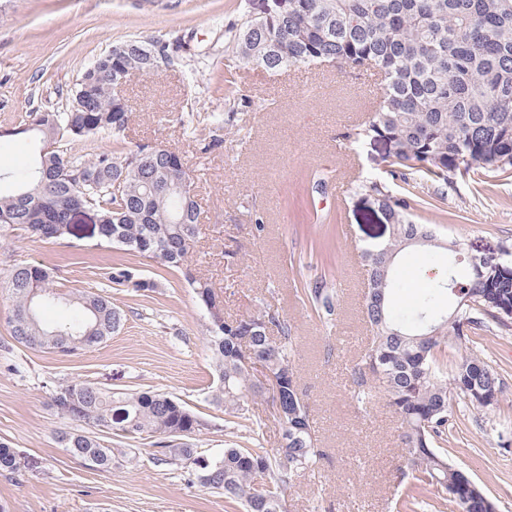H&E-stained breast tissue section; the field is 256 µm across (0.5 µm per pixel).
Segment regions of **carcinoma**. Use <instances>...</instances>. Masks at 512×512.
<instances>
[{"label": "carcinoma", "mask_w": 512, "mask_h": 512, "mask_svg": "<svg viewBox=\"0 0 512 512\" xmlns=\"http://www.w3.org/2000/svg\"><path fill=\"white\" fill-rule=\"evenodd\" d=\"M234 58L224 69L233 83L241 60L277 73L291 66L334 63L343 68H370L381 75L379 104L367 121L352 125L347 138L363 144L388 142L386 177L361 180L355 190L368 196L390 225L385 246L396 254L412 235L433 236L448 246L419 244L425 259L448 263L461 291L448 281L430 284L414 298L397 293L401 284L395 263L388 265L367 247L364 316L372 336L357 364V402L365 403L374 389L385 398L403 425L405 456L413 481L403 508L424 504L422 491L445 493L459 512H497L492 497L481 491L470 474L448 461L440 446L446 437L450 394L477 409H490L488 394L501 382L477 355L448 365V341H465L464 328L487 331L489 324L508 326L512 312V248L498 246L497 257L482 254L455 239L447 240L437 224H418L417 212L436 209L443 189L457 177L512 178V0H282L268 19L246 16L224 34ZM169 45L160 40H128L85 67L71 90L64 112H35L31 120L0 131L4 136L30 135L45 151L7 172H0V227L24 226L42 241L72 235L70 213L79 205L98 217L101 241L116 245L149 265L168 271L187 265L200 211L190 192L175 185L179 171L161 150L147 146L118 148L80 159L69 145L90 135L118 137L131 110L117 111L111 91L121 68L150 74ZM122 181L120 195L112 182ZM433 187L420 196L411 182ZM101 277L135 292H153V279L137 278L122 263L105 267ZM48 266H15L8 278L13 302L12 336L24 345L70 358L106 341L120 327L123 315L112 297L61 292L51 286ZM204 311L217 298L212 285L185 275ZM315 312L335 315L338 295L322 283L307 288ZM454 300V319L441 305ZM69 309V316L47 323L43 311ZM216 385L211 402L224 413L241 417L250 403L267 390L240 359L241 342L264 355L280 381L283 417L277 456L240 446L227 447L219 458L197 455L186 434L202 427L196 414L179 399L157 391L105 393L89 383L55 391L53 403L64 418L85 428L59 435V443L85 465L112 469L114 449L101 428L121 438L155 439L162 464L192 462L201 487L224 495L226 503L244 512H285V491L292 477L310 468L319 456L308 407L299 392L288 351L295 337L288 320L270 310L224 320L209 319L207 328Z\"/></svg>", "instance_id": "obj_1"}]
</instances>
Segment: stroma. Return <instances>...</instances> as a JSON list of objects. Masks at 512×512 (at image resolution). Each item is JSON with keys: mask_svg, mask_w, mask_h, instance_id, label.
Returning <instances> with one entry per match:
<instances>
[{"mask_svg": "<svg viewBox=\"0 0 512 512\" xmlns=\"http://www.w3.org/2000/svg\"><path fill=\"white\" fill-rule=\"evenodd\" d=\"M263 0H0V128L41 111H63L70 90L97 56L130 39L180 44L168 65L131 76L120 90L132 110L120 138L92 135L76 144L90 156L121 141L128 149L162 145L184 154L201 215L188 263L217 289L224 313L241 317L271 309L297 336L290 361L308 406L321 455L296 476L287 512H399L411 481L400 421L384 397L357 403L353 370L369 342L364 323L365 270L359 251L383 231L376 207L356 194L357 176L385 175L382 143L354 146L346 138L378 95V77L366 69L324 63L271 73L245 65L233 91L224 89V31ZM241 107L226 125L221 146L206 148L212 116L230 101ZM333 171L327 192L311 196L308 171ZM422 224L441 225L467 244H512V181L489 179L482 190L468 180L447 189L439 209ZM264 223L257 231L256 223ZM78 217L67 240L46 243L22 226L0 229V442L15 466L0 472V512H232L222 494L201 487L191 466L155 460L148 439L110 437L112 447L135 449L136 460L108 471L90 469L61 448L57 433L76 428L51 397L59 386L88 382L105 392L153 390L185 402L203 422L190 441L214 458L231 444L260 440L275 454L280 426L267 401L249 420L210 404L214 387L207 318L181 272L169 271L156 292L102 286L103 267L117 261L145 278L140 265L90 235ZM39 262L55 270L62 289L107 290L124 314L106 342L62 359L11 336L10 270ZM397 266L405 295L446 265L428 266L407 249ZM323 282L340 290L336 316L311 309L304 290ZM471 352L498 373L502 388L487 411L450 401L448 460L466 470L512 512V326L491 325L467 349L449 347V361Z\"/></svg>", "mask_w": 512, "mask_h": 512, "instance_id": "1", "label": "stroma"}]
</instances>
